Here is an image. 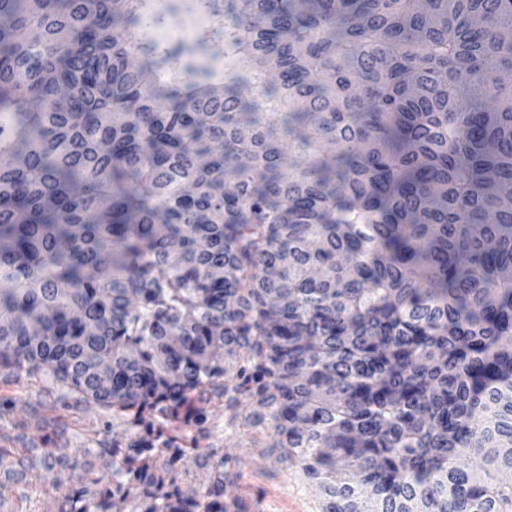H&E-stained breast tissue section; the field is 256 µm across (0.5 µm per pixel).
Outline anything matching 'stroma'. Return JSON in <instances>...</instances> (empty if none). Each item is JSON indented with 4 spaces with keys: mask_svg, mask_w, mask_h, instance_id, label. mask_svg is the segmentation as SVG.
I'll list each match as a JSON object with an SVG mask.
<instances>
[{
    "mask_svg": "<svg viewBox=\"0 0 512 512\" xmlns=\"http://www.w3.org/2000/svg\"><path fill=\"white\" fill-rule=\"evenodd\" d=\"M156 11L164 13L162 25H151L147 37L163 41H194L206 35L202 15L186 9L184 0H156ZM212 436L208 448L230 455L231 472L237 473V490L250 504L249 512H320L318 494L302 472L277 462L271 452L272 430L244 431L228 424L223 404L211 408ZM112 413L94 404L60 407L48 386L37 378L14 377L0 370V453L20 462L29 447L42 436L62 434L72 448V458L83 461L84 450H91L92 461L104 478H112V458L100 455V428ZM80 469L71 478L52 483L42 469L27 470L22 482H9L4 493L7 512H49L57 499L80 488Z\"/></svg>",
    "mask_w": 512,
    "mask_h": 512,
    "instance_id": "35a3bbf8",
    "label": "stroma"
}]
</instances>
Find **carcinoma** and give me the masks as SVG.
<instances>
[{"label":"carcinoma","mask_w":512,"mask_h":512,"mask_svg":"<svg viewBox=\"0 0 512 512\" xmlns=\"http://www.w3.org/2000/svg\"><path fill=\"white\" fill-rule=\"evenodd\" d=\"M151 2L0 0V369L121 459L54 512H248L216 401L322 512H512V0H188L225 75ZM196 451L186 453V457L177 464L179 478L183 489L198 488L206 478V471L199 469L194 463Z\"/></svg>","instance_id":"cac0c4a2"}]
</instances>
